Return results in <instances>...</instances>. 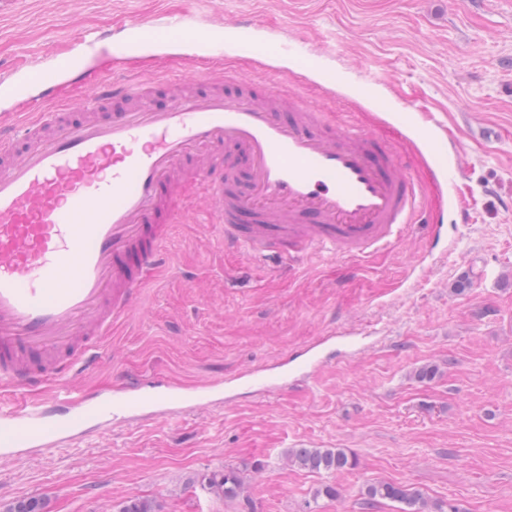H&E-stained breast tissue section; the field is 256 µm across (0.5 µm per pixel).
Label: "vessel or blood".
<instances>
[{
  "label": "vessel or blood",
  "instance_id": "b4317fda",
  "mask_svg": "<svg viewBox=\"0 0 512 512\" xmlns=\"http://www.w3.org/2000/svg\"><path fill=\"white\" fill-rule=\"evenodd\" d=\"M160 18L131 20L123 52L139 46ZM202 47L235 38L244 26L197 21ZM40 79L46 94L31 111L0 123V385L23 394L53 382L49 396L0 403V459L11 461L84 434L104 414L166 416L223 404L227 388L278 391L322 370L325 348H355L354 336H324L279 371L255 367L191 387L171 380L126 384L101 399H74L77 374L112 325L139 303L162 269L171 229L197 188L225 245L245 256L295 257L323 249L357 259L387 248L415 223L419 188L374 133L330 126L321 108L287 86L267 95L174 92L162 107L150 80L102 81L77 119ZM246 158V191L231 188Z\"/></svg>",
  "mask_w": 512,
  "mask_h": 512
}]
</instances>
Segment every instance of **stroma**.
Returning <instances> with one entry per match:
<instances>
[{
  "instance_id": "stroma-1",
  "label": "stroma",
  "mask_w": 512,
  "mask_h": 512,
  "mask_svg": "<svg viewBox=\"0 0 512 512\" xmlns=\"http://www.w3.org/2000/svg\"><path fill=\"white\" fill-rule=\"evenodd\" d=\"M149 13L255 27L247 52L217 61L225 89L283 77L330 121L376 130L419 185L422 220L358 261L247 259L225 250L207 207L183 211L167 268L113 325L81 395L138 376L227 379L322 336L363 333L370 346L282 392L176 419L97 418L86 436L0 463V512L27 498L46 512H119L134 498L157 512H512V0H8L0 70L84 54L85 80L149 75L164 105L166 81L195 82L206 65L180 43L113 69L124 20ZM281 38L298 46L287 66ZM436 220L444 253L427 248ZM426 367L435 375L420 379ZM301 447L342 448L355 464L312 472L288 460ZM227 470L245 480L232 500L209 488ZM379 481L421 499L365 507Z\"/></svg>"
}]
</instances>
